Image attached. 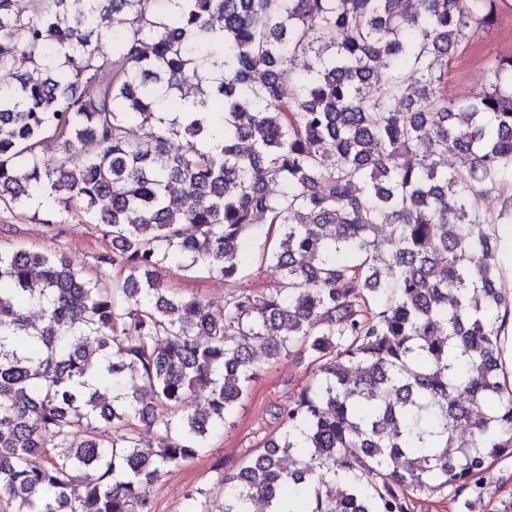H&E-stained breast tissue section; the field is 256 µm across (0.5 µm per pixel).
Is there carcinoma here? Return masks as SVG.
I'll return each mask as SVG.
<instances>
[{
	"label": "carcinoma",
	"mask_w": 512,
	"mask_h": 512,
	"mask_svg": "<svg viewBox=\"0 0 512 512\" xmlns=\"http://www.w3.org/2000/svg\"><path fill=\"white\" fill-rule=\"evenodd\" d=\"M31 2L0 0V201L79 202L123 279L0 247V512H153L154 479L226 424L256 349L296 345L318 378L224 476L221 512L483 494L488 460L512 457L495 276L512 193L496 214L471 198L512 172V55L487 88L447 85L498 0ZM300 56L309 73L284 78ZM448 154L461 165L440 168ZM258 215L275 233L254 259ZM255 262L278 284L216 310L163 287L172 265L234 286ZM136 379L152 401L126 391Z\"/></svg>",
	"instance_id": "carcinoma-1"
}]
</instances>
